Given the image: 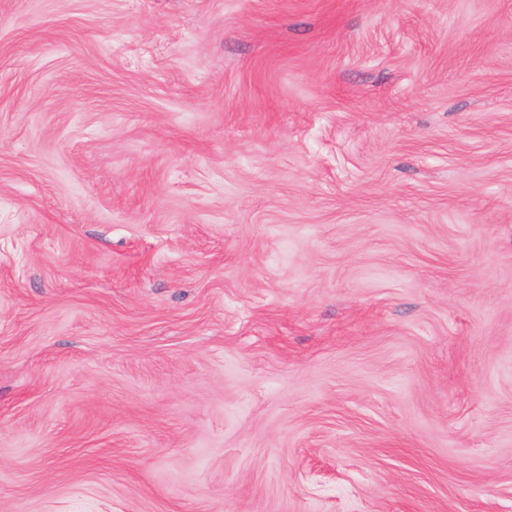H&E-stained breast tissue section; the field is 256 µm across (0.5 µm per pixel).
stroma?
Listing matches in <instances>:
<instances>
[{
    "label": "stroma",
    "mask_w": 512,
    "mask_h": 512,
    "mask_svg": "<svg viewBox=\"0 0 512 512\" xmlns=\"http://www.w3.org/2000/svg\"><path fill=\"white\" fill-rule=\"evenodd\" d=\"M0 512H512V0H0Z\"/></svg>",
    "instance_id": "obj_1"
}]
</instances>
